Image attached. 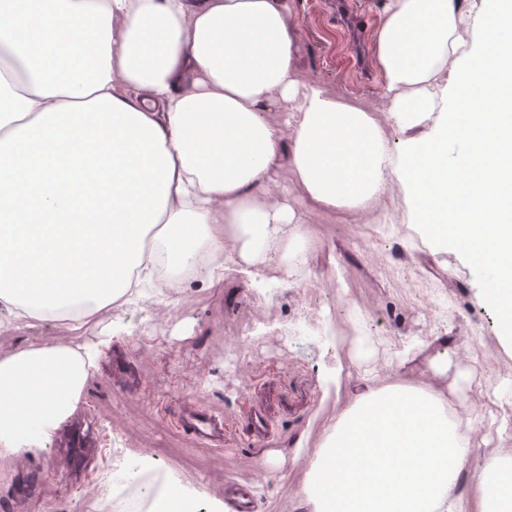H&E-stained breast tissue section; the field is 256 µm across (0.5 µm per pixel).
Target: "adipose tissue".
Instances as JSON below:
<instances>
[{
  "label": "adipose tissue",
  "instance_id": "ef3b65f1",
  "mask_svg": "<svg viewBox=\"0 0 512 512\" xmlns=\"http://www.w3.org/2000/svg\"><path fill=\"white\" fill-rule=\"evenodd\" d=\"M0 0V49L19 63L0 81V156L32 141L99 154L136 179V230L113 237L108 276L84 270L31 282L0 261V310L33 328L53 320L78 330L105 309L138 299L164 269L169 285L208 286L238 275L255 287L272 259L307 264V226L346 210L366 222L399 188L413 223L431 188L456 178L449 118L464 80L491 60L461 0H386L374 36L384 107L398 136L389 147L371 108L304 81L289 19L294 0H23L37 17L75 28L91 56L68 73L48 52L17 51V5ZM288 185H281L282 176ZM307 201L297 209V197ZM367 337L337 355L326 389L350 385L303 482L306 512H489L512 456L469 467L461 421L471 377L454 388L382 386ZM95 351L21 346L0 359V456L23 458L79 408ZM376 446L404 459L399 476L369 492L350 479V457ZM467 489H460L462 472Z\"/></svg>",
  "mask_w": 512,
  "mask_h": 512
}]
</instances>
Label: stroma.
Instances as JSON below:
<instances>
[{"label":"stroma","mask_w":512,"mask_h":512,"mask_svg":"<svg viewBox=\"0 0 512 512\" xmlns=\"http://www.w3.org/2000/svg\"><path fill=\"white\" fill-rule=\"evenodd\" d=\"M351 25L336 14L335 0H295L293 26L303 78L332 92L379 106L383 77L373 53L383 0H361ZM387 216L366 246L353 239L354 223L337 216L314 224L308 267L314 282L280 288V264L267 269L266 288H245L229 277L216 288L193 282L176 293L172 307L156 312L155 324L140 330V307L122 321L103 315L99 324L70 331L50 321L25 331H0V358L21 345L52 347L70 341L96 348L97 371L84 401L61 432L38 455L0 458V512H47L46 488H53L56 512H73L82 492L103 476L114 454L152 451L167 468L179 470L207 505L223 500L227 482L248 485L253 512H301L300 490L311 453L293 461V443L302 433L318 442L336 412L335 397L323 381L333 349L321 341L326 324L346 317L347 302L364 310V335L402 348L416 338L440 336L412 366L390 374L393 383H413L429 359L449 374L472 373L477 383L469 401L485 409L491 386L483 377L512 378V349L491 309L475 303L476 278L455 250L432 256L416 249L395 254L404 231L393 200L380 205ZM386 316L387 325L376 322ZM247 330V381L228 383L222 347L225 338ZM202 407L224 423V444L205 446L186 436L178 419L186 406ZM270 416L273 437L253 442L246 421L253 407ZM471 464L512 454L505 425L470 435ZM276 454L259 472L255 459Z\"/></svg>","instance_id":"stroma-1"}]
</instances>
